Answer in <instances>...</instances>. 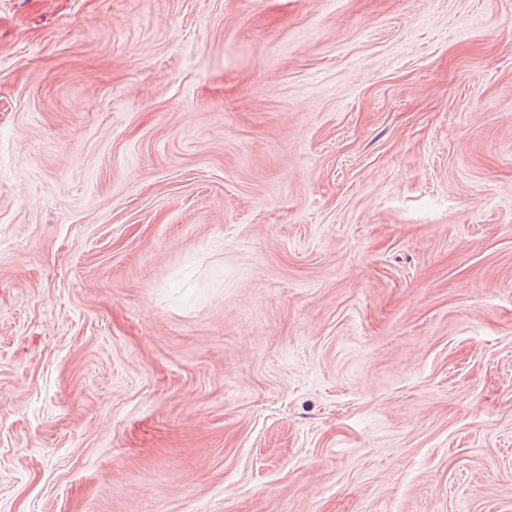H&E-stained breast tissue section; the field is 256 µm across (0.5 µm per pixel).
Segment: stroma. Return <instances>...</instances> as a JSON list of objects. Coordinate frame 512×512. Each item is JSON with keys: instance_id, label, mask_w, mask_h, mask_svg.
Masks as SVG:
<instances>
[{"instance_id": "obj_1", "label": "stroma", "mask_w": 512, "mask_h": 512, "mask_svg": "<svg viewBox=\"0 0 512 512\" xmlns=\"http://www.w3.org/2000/svg\"><path fill=\"white\" fill-rule=\"evenodd\" d=\"M0 512H512V0H0Z\"/></svg>"}]
</instances>
